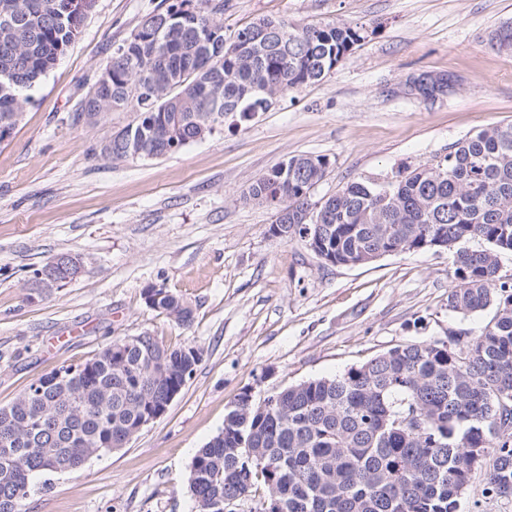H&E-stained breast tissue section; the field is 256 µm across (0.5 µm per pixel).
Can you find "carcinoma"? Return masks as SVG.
Instances as JSON below:
<instances>
[{
	"instance_id": "cac0c4a2",
	"label": "carcinoma",
	"mask_w": 512,
	"mask_h": 512,
	"mask_svg": "<svg viewBox=\"0 0 512 512\" xmlns=\"http://www.w3.org/2000/svg\"><path fill=\"white\" fill-rule=\"evenodd\" d=\"M224 0H178L146 17L104 68L109 97H84L79 116L136 112L131 123L150 156L170 154L211 135L234 114L244 121L284 94L321 81L364 39L345 22L296 25L260 18L224 43ZM86 17L73 0H0V125L24 113L32 90L57 64ZM491 47L512 52V22L488 33ZM322 156L289 158L257 179L247 198L288 211L301 224L310 189L325 176ZM287 237L324 262L361 266L400 241L416 250L438 239L456 283L448 310L464 316L489 308L477 332L397 346L333 377L307 380L267 396L242 394L220 433L198 449L189 488L196 512H225V499L260 512H457L458 499L486 458L483 493L512 488V282L500 257L512 252V124L488 125L448 148L430 167L405 168L382 182L351 181L312 210ZM478 240L484 246L473 249ZM146 303L179 325L192 310L163 288ZM193 346L152 353L124 340L92 358L31 383L0 408V512H26L33 476L80 467L138 433L144 413L173 385L191 378Z\"/></svg>"
}]
</instances>
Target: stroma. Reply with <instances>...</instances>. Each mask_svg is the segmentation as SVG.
<instances>
[{
  "mask_svg": "<svg viewBox=\"0 0 512 512\" xmlns=\"http://www.w3.org/2000/svg\"><path fill=\"white\" fill-rule=\"evenodd\" d=\"M164 0H95L74 43L31 91L0 142V407L42 375L148 333L193 345L201 361L166 413L124 448L34 480L27 512H195L188 486L198 450L242 393L332 377L396 346L475 331L491 312L449 311L444 251L324 263L272 234L273 208L249 187L297 155L323 156L318 201L348 181L423 168L491 124H512V53L486 36L512 0H224L225 40L259 18L341 21L366 37L320 82L269 111L157 159L109 160L101 142L134 112L75 120L113 48ZM450 72L455 92L426 104L405 90L420 72ZM60 254L82 267L33 294L36 269ZM193 311L182 327L149 307L148 287Z\"/></svg>",
  "mask_w": 512,
  "mask_h": 512,
  "instance_id": "35a3bbf8",
  "label": "stroma"
}]
</instances>
